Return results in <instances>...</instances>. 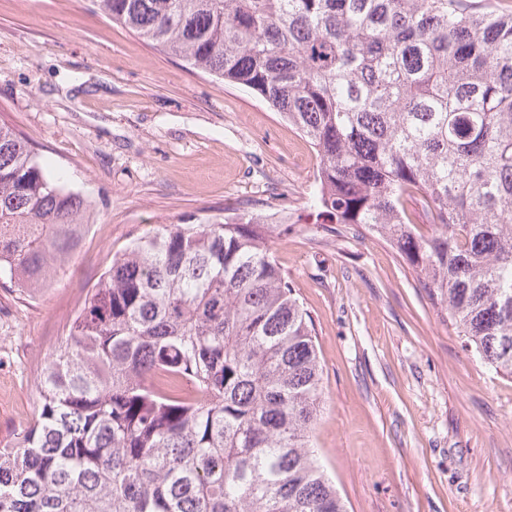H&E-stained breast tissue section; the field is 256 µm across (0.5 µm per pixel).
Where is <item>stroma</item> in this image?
Masks as SVG:
<instances>
[{"mask_svg": "<svg viewBox=\"0 0 512 512\" xmlns=\"http://www.w3.org/2000/svg\"><path fill=\"white\" fill-rule=\"evenodd\" d=\"M0 123L94 204L48 288L0 280V441L32 422L44 362L115 254L245 209L286 229L272 251L323 369L313 448L347 512H512V377L466 347L385 241L301 222L317 155L261 98L93 0H0Z\"/></svg>", "mask_w": 512, "mask_h": 512, "instance_id": "1", "label": "stroma"}]
</instances>
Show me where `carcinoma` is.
I'll list each match as a JSON object with an SVG mask.
<instances>
[{
	"label": "carcinoma",
	"instance_id": "cac0c4a2",
	"mask_svg": "<svg viewBox=\"0 0 512 512\" xmlns=\"http://www.w3.org/2000/svg\"><path fill=\"white\" fill-rule=\"evenodd\" d=\"M96 2L272 105L317 154L314 223L390 244L512 377V14L464 0ZM91 210L0 124V279L50 286ZM276 228L249 212L162 224L112 258L41 372L33 422L0 447V512H347L314 454L322 369ZM185 385L201 398L177 396Z\"/></svg>",
	"mask_w": 512,
	"mask_h": 512
}]
</instances>
